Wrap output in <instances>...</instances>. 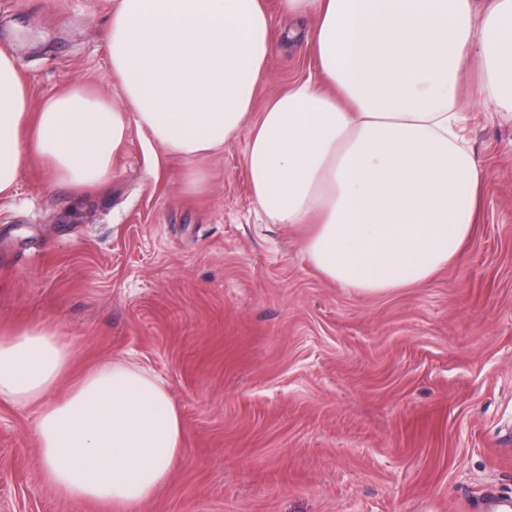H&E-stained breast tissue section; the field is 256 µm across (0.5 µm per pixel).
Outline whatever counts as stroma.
<instances>
[{"mask_svg": "<svg viewBox=\"0 0 512 512\" xmlns=\"http://www.w3.org/2000/svg\"><path fill=\"white\" fill-rule=\"evenodd\" d=\"M113 0H0L31 111L79 83L115 99ZM273 51L252 112L316 74L267 0ZM459 105L484 170L470 245L431 281L363 293L325 279L267 223L244 140L182 161L130 128L104 187L26 163L0 196V328L56 327L72 374L131 361L185 428L182 459L140 512H485L512 499V116ZM37 410L0 404V512L73 505L40 475Z\"/></svg>", "mask_w": 512, "mask_h": 512, "instance_id": "obj_1", "label": "stroma"}]
</instances>
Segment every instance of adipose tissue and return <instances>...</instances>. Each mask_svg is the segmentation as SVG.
I'll return each instance as SVG.
<instances>
[{
    "instance_id": "1",
    "label": "adipose tissue",
    "mask_w": 512,
    "mask_h": 512,
    "mask_svg": "<svg viewBox=\"0 0 512 512\" xmlns=\"http://www.w3.org/2000/svg\"><path fill=\"white\" fill-rule=\"evenodd\" d=\"M310 22L317 78L252 119L272 52L265 0H115L106 43L118 100L76 84L29 109L0 49V194L27 158L84 190L112 179L130 126L180 157L245 138L251 196L269 223L302 234L326 279L364 293L423 284L471 241L483 169L458 107L512 114V0H280ZM56 329L0 335V403L38 410L41 477L73 504L139 512L181 459L184 425L162 383L131 363L70 378ZM68 382L64 398L54 393Z\"/></svg>"
}]
</instances>
